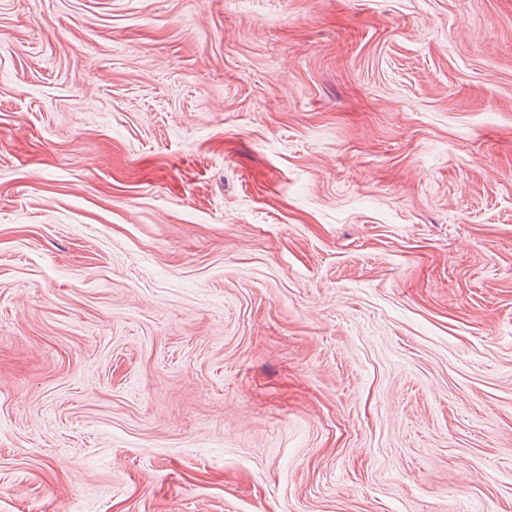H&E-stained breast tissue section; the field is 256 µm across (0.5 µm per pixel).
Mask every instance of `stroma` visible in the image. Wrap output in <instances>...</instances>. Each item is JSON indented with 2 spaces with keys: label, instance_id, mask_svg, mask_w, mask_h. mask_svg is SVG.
I'll list each match as a JSON object with an SVG mask.
<instances>
[{
  "label": "stroma",
  "instance_id": "35a3bbf8",
  "mask_svg": "<svg viewBox=\"0 0 512 512\" xmlns=\"http://www.w3.org/2000/svg\"><path fill=\"white\" fill-rule=\"evenodd\" d=\"M0 512H512V0H0Z\"/></svg>",
  "mask_w": 512,
  "mask_h": 512
}]
</instances>
